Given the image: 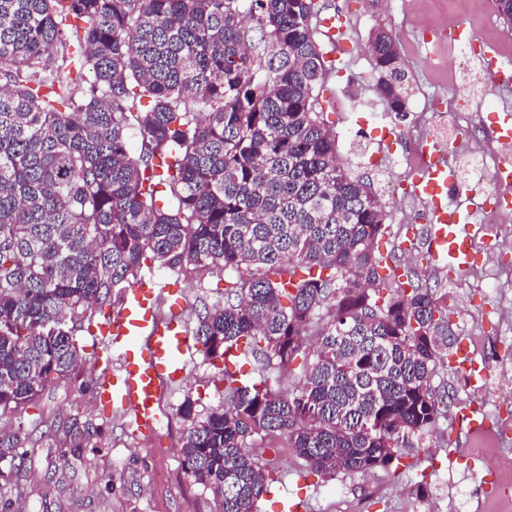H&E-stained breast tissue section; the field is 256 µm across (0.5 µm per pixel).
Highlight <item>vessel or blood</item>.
I'll return each instance as SVG.
<instances>
[{
	"instance_id": "b4317fda",
	"label": "vessel or blood",
	"mask_w": 512,
	"mask_h": 512,
	"mask_svg": "<svg viewBox=\"0 0 512 512\" xmlns=\"http://www.w3.org/2000/svg\"><path fill=\"white\" fill-rule=\"evenodd\" d=\"M321 31L334 47H341L346 33L341 14H326ZM480 66L496 87L512 89V67L486 54ZM488 119L495 139L512 144V110L490 112ZM496 180L504 192L499 199L503 209L512 208V155L503 154ZM414 193L426 206V264L440 270L475 268L480 257L471 246L470 220L479 207L472 194L456 188V170L449 154L433 148L426 151V162L414 183ZM182 300L176 291L158 287L155 280L129 289L118 311L98 326L107 350L120 353L119 363L100 360V373L94 378L93 400L108 414H128L138 430H151L158 418L156 410L185 368L195 341L182 316Z\"/></svg>"
}]
</instances>
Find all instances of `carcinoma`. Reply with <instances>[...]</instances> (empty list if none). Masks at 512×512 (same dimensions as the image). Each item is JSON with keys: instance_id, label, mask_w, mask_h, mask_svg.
I'll return each instance as SVG.
<instances>
[{"instance_id": "obj_1", "label": "carcinoma", "mask_w": 512, "mask_h": 512, "mask_svg": "<svg viewBox=\"0 0 512 512\" xmlns=\"http://www.w3.org/2000/svg\"><path fill=\"white\" fill-rule=\"evenodd\" d=\"M319 14L317 0H0L1 415L75 374L66 318L102 312L151 262L227 272L194 331L209 361L241 348L280 371L316 337L286 393L225 367L227 402L201 419L181 404L183 466L216 512H253L277 481L248 441L260 432L334 478L397 469L435 429L448 392L433 379L459 327L376 249L384 206L323 118ZM369 48L378 95L407 113L392 31ZM160 187L176 210L156 207ZM29 443L22 423L0 428L9 472Z\"/></svg>"}]
</instances>
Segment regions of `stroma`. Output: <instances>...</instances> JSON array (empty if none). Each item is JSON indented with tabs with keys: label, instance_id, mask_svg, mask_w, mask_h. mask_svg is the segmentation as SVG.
I'll return each mask as SVG.
<instances>
[{
	"label": "stroma",
	"instance_id": "35a3bbf8",
	"mask_svg": "<svg viewBox=\"0 0 512 512\" xmlns=\"http://www.w3.org/2000/svg\"><path fill=\"white\" fill-rule=\"evenodd\" d=\"M319 5L342 12L348 26L345 65L327 75L333 108L324 118L336 134L338 155L351 176L370 183L374 191H381L387 180L399 185L397 199L384 202L388 228L380 242L382 254L397 273L413 269L436 295L450 296L462 338L481 330L479 363L512 368V222L482 225L473 238L477 249L493 250L505 267V274L494 279L475 270H432L424 264L423 247H416L410 258L401 250V225L422 230L425 208L410 196L413 173L396 162L401 146H387L382 133L388 124L422 126L434 109L447 106L450 75L436 72L432 62L447 55L448 46L433 41L413 53L402 51L409 78L403 117L390 112L376 93L374 63L367 51L370 34L379 25L391 29L403 44L429 24L450 29L461 23L477 33L475 49L480 53L492 49L506 27L485 12L484 0H319ZM476 99L462 118L461 135L450 142L451 150L461 154L485 141L490 131L483 117L486 107L512 102V92L486 85L477 89ZM150 273L181 295L188 326H195L197 313L224 299L221 271L154 266ZM67 326L83 357L79 372L48 387L36 404L0 417V426L23 423L34 441L23 450L20 472L9 482L0 481V500L13 502L21 512H214L211 491L194 482L182 466L179 407L188 393L197 398L201 415L223 400V391L214 386L217 366L193 354L181 380L166 395L154 432L141 433L130 416H107L94 404L91 382L102 346L87 319L74 317ZM434 383L448 390V415L412 451L425 476L426 496L418 495L414 479L389 469L333 479L311 472L285 438L258 434L251 442L275 468L278 480L257 501V512H284L287 503L300 500L305 512H480L476 503L488 491L483 478L493 472L496 457L488 455L482 464L471 459L473 437L459 423L460 409L482 405L488 425L497 430L512 425V402L498 399L492 385L473 388L455 365ZM73 425L91 428L86 447H62Z\"/></svg>",
	"mask_w": 512,
	"mask_h": 512
}]
</instances>
